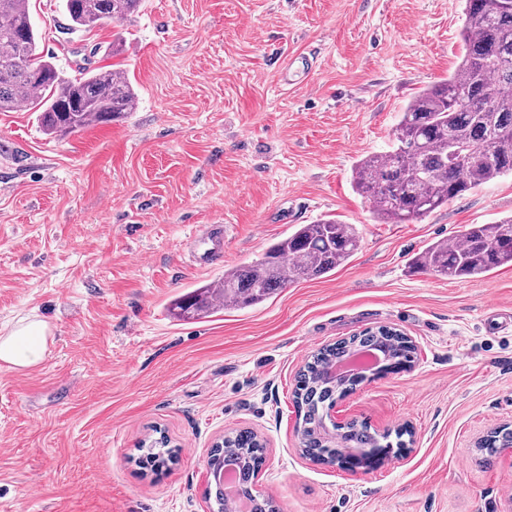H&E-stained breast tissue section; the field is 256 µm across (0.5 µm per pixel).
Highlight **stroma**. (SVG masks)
Wrapping results in <instances>:
<instances>
[{"label": "stroma", "mask_w": 512, "mask_h": 512, "mask_svg": "<svg viewBox=\"0 0 512 512\" xmlns=\"http://www.w3.org/2000/svg\"><path fill=\"white\" fill-rule=\"evenodd\" d=\"M464 0H141L125 20L66 31L32 0L40 48L67 75L119 70L125 120L65 138L0 112V336L51 329L44 360L0 366V512H213L209 453L240 427L266 442L254 494L279 512H512V459L475 441L512 424V266L447 280L413 270L434 241L512 214V178L419 221L379 223L353 187L416 92L460 61ZM332 217L362 242L344 266L262 304L177 320L178 296ZM230 233L223 261L192 237ZM381 325L416 346L410 371L357 386L336 421L409 427L354 471L302 456L294 377L308 356ZM174 464L143 468L142 441ZM226 239L227 229L225 226L222 233H215L213 230L205 228L194 238V249L191 252L193 262L204 267L220 261L224 257V240Z\"/></svg>", "instance_id": "1"}]
</instances>
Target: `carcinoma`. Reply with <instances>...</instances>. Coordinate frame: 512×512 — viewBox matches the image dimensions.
<instances>
[{"label":"carcinoma","instance_id":"cac0c4a2","mask_svg":"<svg viewBox=\"0 0 512 512\" xmlns=\"http://www.w3.org/2000/svg\"><path fill=\"white\" fill-rule=\"evenodd\" d=\"M141 0H63L70 29L88 28L104 19L124 20ZM460 33L461 60L448 78L413 96L383 155L367 156L355 166L353 182L385 223L425 217L440 205L502 176L512 175V8L503 0H465ZM137 93L119 71L84 67L65 75L39 51V34L29 0H0V112L21 104L38 112L44 134L65 137L93 124L133 111ZM361 245L353 224L319 220L300 224L271 244L262 258L224 272L220 285L204 284L174 299L177 319H202L226 307L246 308L267 300L293 283L318 279L347 263ZM420 270L448 280H467L512 266V216L495 224H467L456 243L429 244L412 261ZM379 350L384 371L414 363L413 342L396 329L379 326L342 339L311 355L299 372L294 402L302 452L321 464L344 460V449L360 458L384 456L390 444L367 423L353 421L330 434L326 420L336 399L349 394L357 379H341L328 369L354 348ZM512 448V428L504 425L480 441L485 463ZM173 450L149 452L146 463L159 472L174 462ZM265 461V443L242 428L211 449L210 466L232 464L242 480L250 512H277L269 497L253 494V481Z\"/></svg>","mask_w":512,"mask_h":512}]
</instances>
